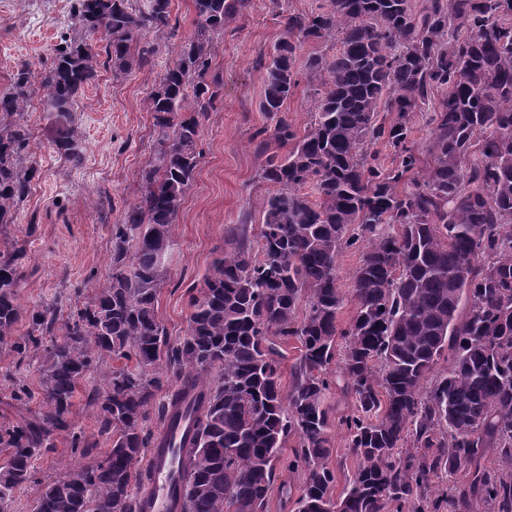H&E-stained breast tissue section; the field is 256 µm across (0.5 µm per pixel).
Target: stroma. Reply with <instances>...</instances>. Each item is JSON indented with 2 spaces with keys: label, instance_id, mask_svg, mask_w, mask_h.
<instances>
[{
  "label": "stroma",
  "instance_id": "1",
  "mask_svg": "<svg viewBox=\"0 0 512 512\" xmlns=\"http://www.w3.org/2000/svg\"><path fill=\"white\" fill-rule=\"evenodd\" d=\"M74 0H0V89L9 86L24 61L43 66L70 23ZM325 0H250V7L224 31L212 68L224 81V99L203 122V157L193 186L183 200L170 249L171 280L158 298V315L170 339L187 328L190 289L200 287L217 247L230 228L247 225L257 232L258 203L267 191L258 174L264 161L253 133L273 121L260 111L264 69L258 57L269 56L279 40L281 14L309 13ZM175 34L147 32L140 44L153 47L151 64L124 73L100 69L86 88L75 113L85 139V159L72 167L53 149L51 124L39 102H32L24 121L32 131L25 153L39 175L17 212L10 234L27 253L18 290L22 307L68 300L87 301L112 260V227L120 223L137 194L136 173L153 156L158 131L145 99L181 45L195 32L191 0H171ZM332 422L329 463L336 473L334 494H341L358 459L338 424L353 413V398L339 387L328 395ZM74 430L95 442L94 453H72L67 435L36 462L34 482L15 494L13 512H33L39 483L63 475L77 465L95 461L108 446L99 436L95 415L83 398L71 414Z\"/></svg>",
  "mask_w": 512,
  "mask_h": 512
}]
</instances>
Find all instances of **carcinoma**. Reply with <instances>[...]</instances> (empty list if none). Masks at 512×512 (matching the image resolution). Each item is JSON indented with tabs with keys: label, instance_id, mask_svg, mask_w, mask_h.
I'll list each match as a JSON object with an SVG mask.
<instances>
[{
	"label": "carcinoma",
	"instance_id": "cac0c4a2",
	"mask_svg": "<svg viewBox=\"0 0 512 512\" xmlns=\"http://www.w3.org/2000/svg\"><path fill=\"white\" fill-rule=\"evenodd\" d=\"M138 2L75 0L70 33L40 77L51 144L75 167L85 145L73 112L100 66L86 36L104 33L105 64L125 72L142 31L175 32L170 0ZM191 2L196 33L146 98L160 137L135 203L112 226L111 268L60 339L55 308L25 316L17 303L25 250L0 248V345L18 370L46 352L37 391L12 379L13 400L38 395L40 409L0 423V509L10 512L57 436L71 432L72 450L89 453L70 421L81 388L111 447L43 483L34 512H142L139 462L156 442L173 445L165 430L181 418L190 423L178 444L182 512H264L281 465L303 475L295 512H512V0H327L319 12L283 16L273 53L259 60L260 109L275 127L253 138L290 149L261 168L272 191L260 201V250L244 229L229 240L192 289L187 329L173 341L157 314L172 226L202 158L203 120L224 90L211 73L215 40L248 6ZM330 40L335 55L304 61L320 93L299 131L287 108L298 58L305 44ZM33 96L24 62L0 91V229L37 174L22 164ZM424 106L433 129L420 149L413 118ZM378 142L392 152L388 165L371 149ZM349 248L362 259L340 330L347 294L336 263ZM339 337L340 377L355 400L339 423L359 464L336 498L324 400ZM290 338L301 355L286 393L279 344ZM444 355L448 373L424 386ZM108 359L121 365L100 384ZM461 469L465 484L439 488Z\"/></svg>",
	"mask_w": 512,
	"mask_h": 512
}]
</instances>
